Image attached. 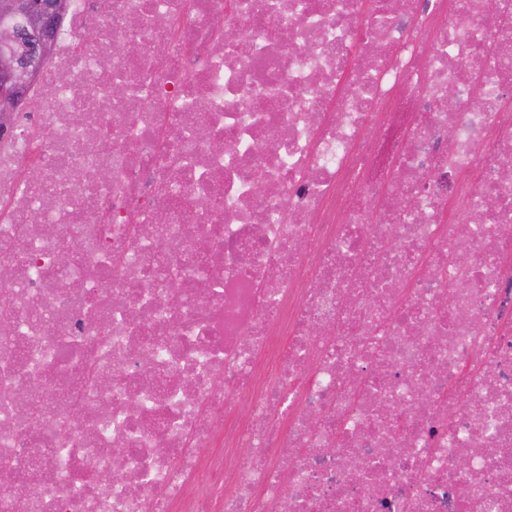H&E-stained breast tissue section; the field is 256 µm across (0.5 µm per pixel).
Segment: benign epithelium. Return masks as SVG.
Masks as SVG:
<instances>
[{
  "instance_id": "obj_1",
  "label": "benign epithelium",
  "mask_w": 512,
  "mask_h": 512,
  "mask_svg": "<svg viewBox=\"0 0 512 512\" xmlns=\"http://www.w3.org/2000/svg\"><path fill=\"white\" fill-rule=\"evenodd\" d=\"M68 6L69 0H0V128L28 104L40 60L51 53ZM15 17L24 20L23 28L12 26ZM25 36L32 41V51L21 60L13 47Z\"/></svg>"
}]
</instances>
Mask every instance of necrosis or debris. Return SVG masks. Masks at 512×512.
<instances>
[{
  "label": "necrosis or debris",
  "instance_id": "obj_1",
  "mask_svg": "<svg viewBox=\"0 0 512 512\" xmlns=\"http://www.w3.org/2000/svg\"><path fill=\"white\" fill-rule=\"evenodd\" d=\"M29 96L0 512H512V0H70Z\"/></svg>",
  "mask_w": 512,
  "mask_h": 512
}]
</instances>
